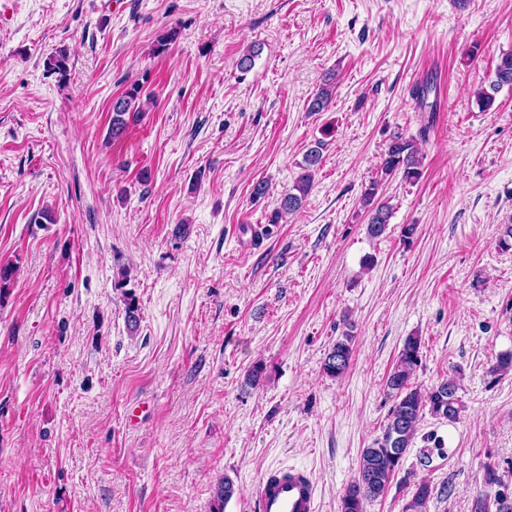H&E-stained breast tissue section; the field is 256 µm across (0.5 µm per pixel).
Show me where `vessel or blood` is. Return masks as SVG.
<instances>
[{
    "instance_id": "obj_1",
    "label": "vessel or blood",
    "mask_w": 512,
    "mask_h": 512,
    "mask_svg": "<svg viewBox=\"0 0 512 512\" xmlns=\"http://www.w3.org/2000/svg\"><path fill=\"white\" fill-rule=\"evenodd\" d=\"M316 488L311 478L294 469L262 477L256 489L257 512H315Z\"/></svg>"
}]
</instances>
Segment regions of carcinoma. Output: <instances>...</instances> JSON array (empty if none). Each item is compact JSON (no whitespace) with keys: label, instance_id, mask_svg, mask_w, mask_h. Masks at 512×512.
Segmentation results:
<instances>
[{"label":"carcinoma","instance_id":"cac0c4a2","mask_svg":"<svg viewBox=\"0 0 512 512\" xmlns=\"http://www.w3.org/2000/svg\"><path fill=\"white\" fill-rule=\"evenodd\" d=\"M512 87V53L503 54L495 68V79L489 89H483L475 95L479 110L485 112L493 106L494 93L503 86ZM335 90L333 78L325 80L323 86L308 103V111L324 112L328 109ZM139 85L132 84L112 103V122L110 136L119 138L126 131L129 120L137 119L142 111ZM325 142L315 140L304 155L301 173L293 186L284 194L280 210L276 211L271 223L278 222L282 215H291L301 209L305 198L313 186L315 171L322 160ZM386 175L399 173L403 180L416 182L421 177L419 149L415 139L395 133L391 137L382 163ZM362 205L368 214L367 234L372 239L381 237L387 230L392 209L390 204L377 197V184L365 189ZM421 340L417 336H408L397 355L393 370L388 375L386 387L395 403L390 409L382 436L373 445L363 450L357 477L344 488L340 497V512H365V504L378 499L387 491L390 482L402 465L403 458L416 434L417 426L423 415L454 421L461 411L457 397V384L446 379L421 392L412 383V378L420 364ZM352 335L343 334L327 353L323 371L330 377L344 375L352 358ZM434 488L427 479L415 485L411 500L405 506V512H427V505L433 496ZM236 493L234 482L227 476L219 480L213 491V508L210 512H224V506Z\"/></svg>","mask_w":512,"mask_h":512}]
</instances>
